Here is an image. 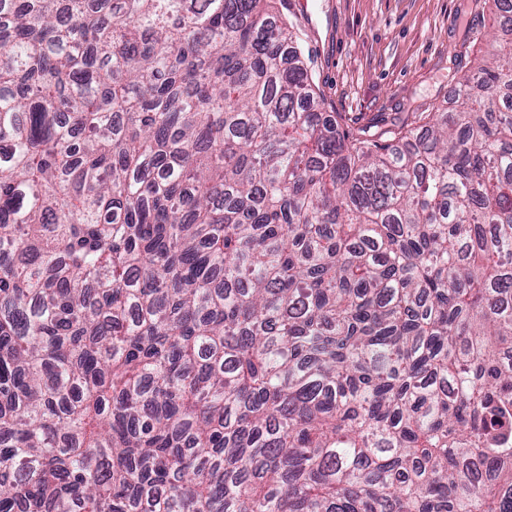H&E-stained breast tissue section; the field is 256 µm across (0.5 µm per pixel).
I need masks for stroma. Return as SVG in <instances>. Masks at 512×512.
<instances>
[{
  "label": "stroma",
  "mask_w": 512,
  "mask_h": 512,
  "mask_svg": "<svg viewBox=\"0 0 512 512\" xmlns=\"http://www.w3.org/2000/svg\"><path fill=\"white\" fill-rule=\"evenodd\" d=\"M320 108L385 129L449 107L457 77L496 46L493 0H279Z\"/></svg>",
  "instance_id": "obj_1"
}]
</instances>
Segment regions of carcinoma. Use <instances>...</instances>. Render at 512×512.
<instances>
[{
	"label": "carcinoma",
	"mask_w": 512,
	"mask_h": 512,
	"mask_svg": "<svg viewBox=\"0 0 512 512\" xmlns=\"http://www.w3.org/2000/svg\"><path fill=\"white\" fill-rule=\"evenodd\" d=\"M270 0H0V512H512V39L317 109Z\"/></svg>",
	"instance_id": "carcinoma-1"
}]
</instances>
